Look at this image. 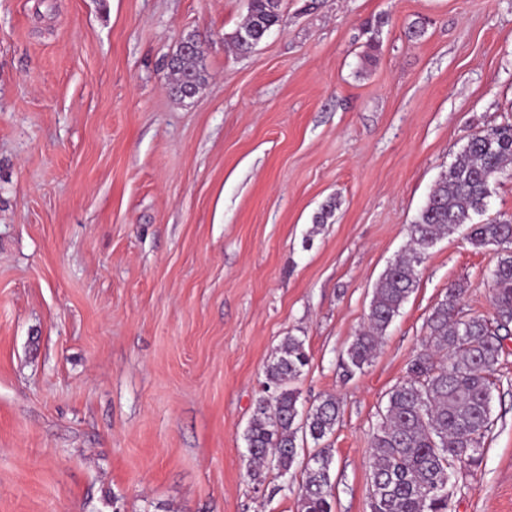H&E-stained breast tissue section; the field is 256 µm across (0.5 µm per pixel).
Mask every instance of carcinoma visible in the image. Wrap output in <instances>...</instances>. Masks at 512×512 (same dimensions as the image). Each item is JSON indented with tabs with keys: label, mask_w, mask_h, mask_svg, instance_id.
Returning a JSON list of instances; mask_svg holds the SVG:
<instances>
[{
	"label": "carcinoma",
	"mask_w": 512,
	"mask_h": 512,
	"mask_svg": "<svg viewBox=\"0 0 512 512\" xmlns=\"http://www.w3.org/2000/svg\"><path fill=\"white\" fill-rule=\"evenodd\" d=\"M282 0H248L247 15L231 37L240 54L258 42L239 33L270 32L283 25ZM177 49L170 69L171 93L195 96L206 82L204 51L197 35ZM512 166V123L468 137L448 171L435 183L416 220L409 225V247L382 274L365 325L355 334L342 363L353 376L372 363L386 331L413 292L424 256L443 234L467 227L476 248L495 247L488 272L493 319L463 313V289L451 286L426 320L421 350L408 362L405 379L388 393L370 441L369 512H448V482L457 465L477 466L481 443L491 425L494 374L512 354L502 340L512 336V220L473 222L484 212L492 181ZM304 340L288 336L265 367V382L244 434L250 475L262 483V470L294 475L297 440L314 450L301 468L300 512H332V449L324 444L340 415L333 395L299 408L295 386L308 365Z\"/></svg>",
	"instance_id": "obj_1"
}]
</instances>
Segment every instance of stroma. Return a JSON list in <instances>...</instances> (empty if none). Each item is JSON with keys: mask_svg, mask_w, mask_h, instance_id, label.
<instances>
[{"mask_svg": "<svg viewBox=\"0 0 512 512\" xmlns=\"http://www.w3.org/2000/svg\"><path fill=\"white\" fill-rule=\"evenodd\" d=\"M0 0V512H299L243 432L284 337L341 402L332 512H369L370 439L449 286L492 316L496 257L438 239L372 364H340L468 135L512 121V0ZM207 82L170 91L182 36ZM334 214L314 218L326 204ZM448 512H512V356ZM282 0H248L247 15L244 22L231 37V46L240 54L251 52L262 40H241L239 33L253 29L254 34L271 32L280 28L284 22ZM260 27V30L255 28Z\"/></svg>", "mask_w": 512, "mask_h": 512, "instance_id": "obj_1", "label": "stroma"}]
</instances>
